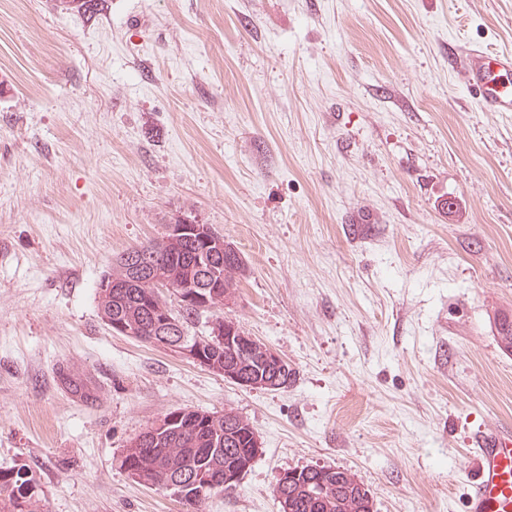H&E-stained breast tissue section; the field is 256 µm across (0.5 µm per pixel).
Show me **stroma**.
I'll use <instances>...</instances> for the list:
<instances>
[{
	"mask_svg": "<svg viewBox=\"0 0 512 512\" xmlns=\"http://www.w3.org/2000/svg\"><path fill=\"white\" fill-rule=\"evenodd\" d=\"M466 42L512 51V0H0V471L40 512H185L119 463L178 409L262 443L204 512H278L307 466L374 512H466L474 435L512 424V115L474 100ZM178 216L241 252L224 314L288 389L102 322L117 256ZM56 6L62 11L76 13L83 17L91 18L104 9L103 0H54ZM95 2V4H92Z\"/></svg>",
	"mask_w": 512,
	"mask_h": 512,
	"instance_id": "35a3bbf8",
	"label": "stroma"
}]
</instances>
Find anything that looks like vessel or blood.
<instances>
[{
    "label": "vessel or blood",
    "mask_w": 512,
    "mask_h": 512,
    "mask_svg": "<svg viewBox=\"0 0 512 512\" xmlns=\"http://www.w3.org/2000/svg\"><path fill=\"white\" fill-rule=\"evenodd\" d=\"M453 63L465 76L481 110L512 113V52L479 45L458 49ZM477 477L468 494L469 512H512V429L475 439Z\"/></svg>",
    "instance_id": "b4317fda"
}]
</instances>
